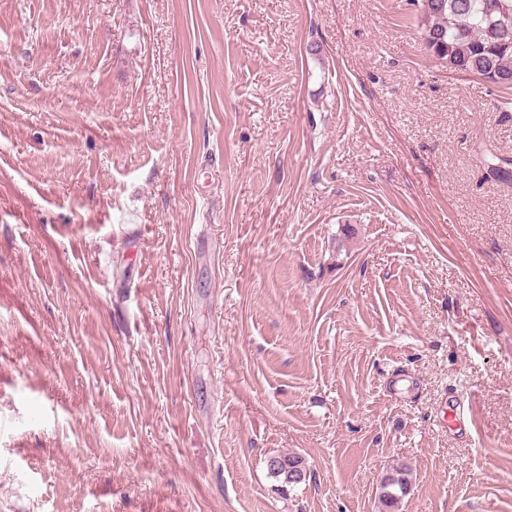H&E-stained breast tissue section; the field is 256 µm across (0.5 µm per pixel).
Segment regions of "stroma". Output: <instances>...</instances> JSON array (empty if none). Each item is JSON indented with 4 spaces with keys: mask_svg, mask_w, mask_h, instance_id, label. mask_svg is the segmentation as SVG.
Wrapping results in <instances>:
<instances>
[{
    "mask_svg": "<svg viewBox=\"0 0 512 512\" xmlns=\"http://www.w3.org/2000/svg\"><path fill=\"white\" fill-rule=\"evenodd\" d=\"M498 158L410 0H0V512H512ZM279 463L277 465L271 464L268 460L267 466L270 474L279 479L285 487H295L306 480L305 476L301 475L306 469L304 458L296 453H285L274 455ZM302 478V480H300ZM389 477H391V481L387 482ZM411 484V469L404 463L393 464L380 481L382 489L379 497L381 507L386 509V512H396L401 498L406 494L404 488L408 490Z\"/></svg>",
    "mask_w": 512,
    "mask_h": 512,
    "instance_id": "1",
    "label": "stroma"
}]
</instances>
